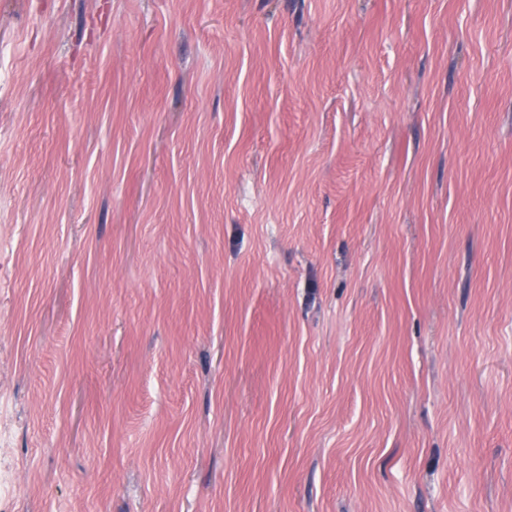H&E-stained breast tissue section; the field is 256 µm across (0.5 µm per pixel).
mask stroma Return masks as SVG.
<instances>
[{
    "instance_id": "1",
    "label": "stroma",
    "mask_w": 512,
    "mask_h": 512,
    "mask_svg": "<svg viewBox=\"0 0 512 512\" xmlns=\"http://www.w3.org/2000/svg\"><path fill=\"white\" fill-rule=\"evenodd\" d=\"M0 512H512V0H0Z\"/></svg>"
}]
</instances>
